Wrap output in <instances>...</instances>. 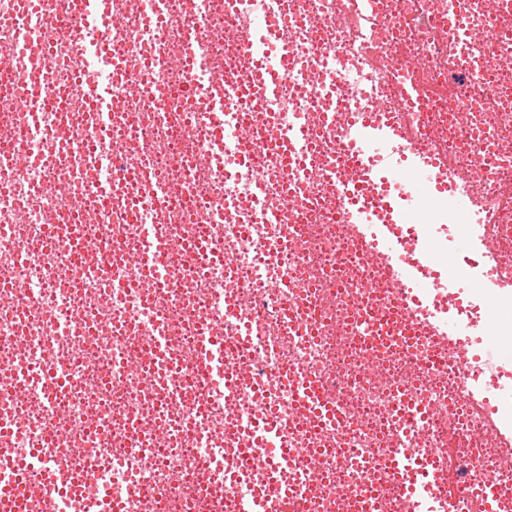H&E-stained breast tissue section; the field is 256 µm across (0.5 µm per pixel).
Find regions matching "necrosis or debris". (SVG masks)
Returning <instances> with one entry per match:
<instances>
[{
    "label": "necrosis or debris",
    "instance_id": "necrosis-or-debris-1",
    "mask_svg": "<svg viewBox=\"0 0 512 512\" xmlns=\"http://www.w3.org/2000/svg\"><path fill=\"white\" fill-rule=\"evenodd\" d=\"M108 7L111 31L94 21ZM70 38L59 12L41 23L25 0H0V481L17 457L31 469L69 464L60 482L23 490L29 512H411L393 490L391 459L440 460L439 491L479 512L486 476L512 488V447L483 433L459 391V369L431 364L446 346L402 335L379 270L367 268L328 177L349 134L345 115L375 103L419 125L422 147L473 170L465 189L491 224L512 312V0H497L503 64L460 70L484 51L487 0H466L463 31L448 0H85ZM284 22L265 41L264 22ZM223 30L219 42L200 26ZM254 42L245 45L244 34ZM111 54L100 57L104 40ZM41 51L45 74L29 69ZM309 49L265 111L217 107L212 88H259L281 53ZM358 62L322 89L342 53ZM431 83L461 102L420 108L398 86ZM40 109L23 106L31 92ZM249 113L253 140L239 135ZM300 119L309 176L291 196L269 148ZM482 142L493 166L470 157ZM164 187L159 216L133 204ZM26 222H18V212ZM171 245L147 269L144 239ZM156 287L142 292L144 271ZM237 345L208 374L209 337ZM137 372H130L129 364ZM340 415L319 425L293 403L296 369ZM288 415L273 429L271 409ZM253 455L239 461L245 449Z\"/></svg>",
    "mask_w": 512,
    "mask_h": 512
}]
</instances>
